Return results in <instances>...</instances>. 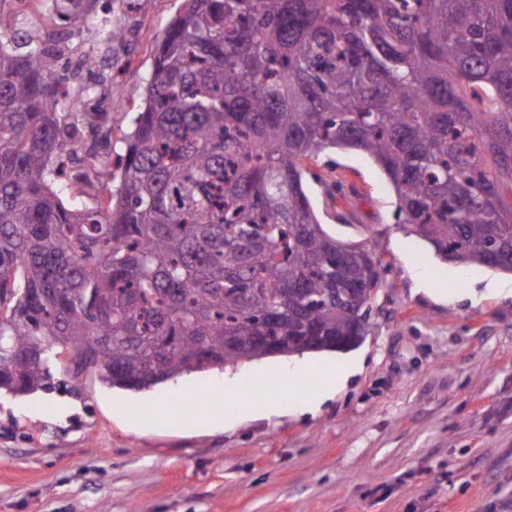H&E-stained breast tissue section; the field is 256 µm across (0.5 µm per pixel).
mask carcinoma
Returning a JSON list of instances; mask_svg holds the SVG:
<instances>
[{
    "mask_svg": "<svg viewBox=\"0 0 512 512\" xmlns=\"http://www.w3.org/2000/svg\"><path fill=\"white\" fill-rule=\"evenodd\" d=\"M45 2L76 32L99 0ZM60 51L0 33V392L333 349L381 280L305 191L331 149L372 158L438 255L512 272V0H183L115 167L60 124ZM68 165L119 184L67 204Z\"/></svg>",
    "mask_w": 512,
    "mask_h": 512,
    "instance_id": "obj_1",
    "label": "carcinoma"
}]
</instances>
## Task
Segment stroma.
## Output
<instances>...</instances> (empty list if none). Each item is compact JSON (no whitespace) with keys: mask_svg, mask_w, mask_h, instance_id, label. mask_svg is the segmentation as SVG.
Listing matches in <instances>:
<instances>
[{"mask_svg":"<svg viewBox=\"0 0 512 512\" xmlns=\"http://www.w3.org/2000/svg\"><path fill=\"white\" fill-rule=\"evenodd\" d=\"M181 0H98L129 46L111 70L90 69L93 27L68 36L55 70L72 88L111 93L112 137L124 153L142 108L130 92L151 73ZM307 192L327 232L378 238L382 286L355 350L361 373L316 413L298 409L230 428L197 429L190 398L233 376L295 374L321 385L311 353L277 356L130 392L55 368L48 389L0 394V512H503L512 500V291L459 299L477 276L512 288V273L444 261L395 217L393 189L375 163L332 151L305 161ZM335 185L336 196L324 192ZM424 272L448 301L414 293ZM119 399L148 407L134 427Z\"/></svg>","mask_w":512,"mask_h":512,"instance_id":"stroma-1","label":"stroma"}]
</instances>
